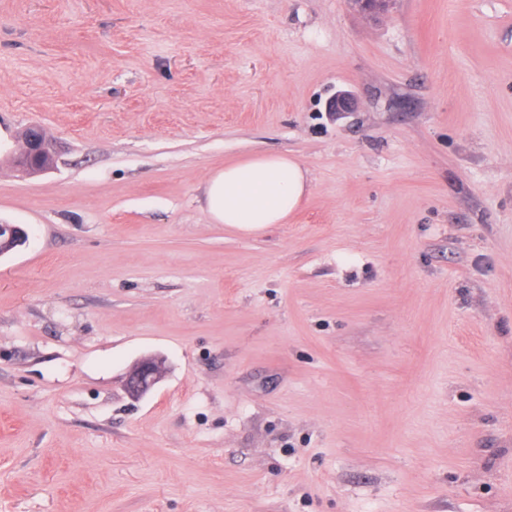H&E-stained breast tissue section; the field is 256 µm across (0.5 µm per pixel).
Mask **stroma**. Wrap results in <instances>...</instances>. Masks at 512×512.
Masks as SVG:
<instances>
[{"label": "stroma", "instance_id": "1", "mask_svg": "<svg viewBox=\"0 0 512 512\" xmlns=\"http://www.w3.org/2000/svg\"><path fill=\"white\" fill-rule=\"evenodd\" d=\"M0 224V512H512V0H0ZM22 142L23 146L16 155L19 173L30 175L45 172L54 166L55 157L50 140L40 126L29 127ZM310 193L309 171L297 157L262 154L212 171L205 209L214 224L252 231L285 224ZM26 239H28V233L21 225L2 224L0 226V257L8 255L18 247L23 246L20 244L21 242H27ZM165 376L164 362L155 357L139 360L128 375L126 392L133 399L147 394Z\"/></svg>", "mask_w": 512, "mask_h": 512}]
</instances>
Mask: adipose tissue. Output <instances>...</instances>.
<instances>
[{
  "instance_id": "ef3b65f1",
  "label": "adipose tissue",
  "mask_w": 512,
  "mask_h": 512,
  "mask_svg": "<svg viewBox=\"0 0 512 512\" xmlns=\"http://www.w3.org/2000/svg\"><path fill=\"white\" fill-rule=\"evenodd\" d=\"M310 192L309 171L297 157L262 154L212 171L205 209L212 223L252 231L286 223Z\"/></svg>"
}]
</instances>
